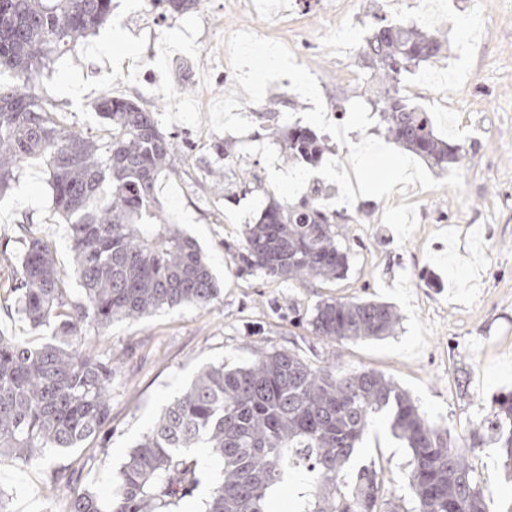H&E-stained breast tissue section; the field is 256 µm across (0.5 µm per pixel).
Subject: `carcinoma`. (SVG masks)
<instances>
[{
	"instance_id": "1",
	"label": "carcinoma",
	"mask_w": 512,
	"mask_h": 512,
	"mask_svg": "<svg viewBox=\"0 0 512 512\" xmlns=\"http://www.w3.org/2000/svg\"><path fill=\"white\" fill-rule=\"evenodd\" d=\"M111 12L112 0H0V196L28 158L46 159L54 209L68 226L73 276L85 294L72 301L52 247L26 239L10 293L30 324H55L52 341L40 346L0 335V454L26 464L96 439L106 447L116 366L85 345L88 328L165 306L206 307L220 293L197 243L159 210V177L174 168L176 150L157 112L105 96L94 106L105 135L94 138L71 131L44 101L41 80L55 61ZM444 50L439 36L383 17L363 53L379 87L384 133L439 169L461 163L464 147L434 133L429 114L403 95L401 83ZM276 133L288 161L312 164L323 153V140L306 128ZM335 217L317 191L298 205L273 202L246 228L242 261L281 281L342 280L348 253ZM398 322L387 304L336 298L322 300L306 320L314 335L337 342L388 336ZM382 413L409 449L410 510L396 499L379 510L384 481L369 467L346 481L357 443ZM487 429L512 472V393L495 400ZM199 447L221 464L203 512H265L267 496L300 465L311 481L296 512H485L464 450L384 373H342L329 362L313 367L289 350L260 352L242 367L203 369L112 473V495L80 492L70 512H174L201 481L187 454Z\"/></svg>"
}]
</instances>
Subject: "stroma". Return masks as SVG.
Returning <instances> with one entry per match:
<instances>
[{"instance_id":"stroma-1","label":"stroma","mask_w":512,"mask_h":512,"mask_svg":"<svg viewBox=\"0 0 512 512\" xmlns=\"http://www.w3.org/2000/svg\"><path fill=\"white\" fill-rule=\"evenodd\" d=\"M465 0H436L440 16L417 22L413 0H198L184 14L138 12L134 0H112L114 18L75 52L56 61L42 93L64 125L88 136L105 129L93 110L108 95L138 100L156 110L178 150L174 171L159 180L157 198L171 223L192 236L220 286L205 307L164 308L138 320L119 319L93 343L113 354L107 446L88 442L51 453L47 462L24 465L0 455V495L11 512H70L76 491L107 495L110 476L152 425L163 405L179 396L205 365L249 364L261 351L292 350L314 366L330 361L342 371L379 370L416 402L421 412L466 451L486 493L488 512H512V475L482 424L495 397L512 391V0H483L484 26L464 52ZM439 32L445 51L427 62L448 75L434 88L421 74L404 80L410 101L431 113L444 139L462 144L463 193L450 188L366 199L362 208L338 206L337 226L349 253L345 279L333 283L282 282L260 275L241 260L246 225L275 198L260 156L243 144L272 142L267 127L287 129L284 113L312 110L289 88L271 83L267 98L247 119L225 121L224 100L245 99L227 73L221 39L246 28L287 44L297 63L318 78L326 110L344 121L352 99L376 91L359 58L333 51L336 26L363 41L378 16ZM232 146L229 158L215 147ZM222 168L223 190L210 172ZM47 241L57 266L73 270L67 227L52 204L47 174L31 161L0 198V298L23 255L25 236ZM327 298L390 304L400 316L392 335L336 343L301 326ZM0 334L38 345L53 329L33 327L16 307L0 301ZM409 455L377 417L363 435L351 469L367 465L384 480L389 498L412 506ZM71 476L53 485L51 473Z\"/></svg>"}]
</instances>
